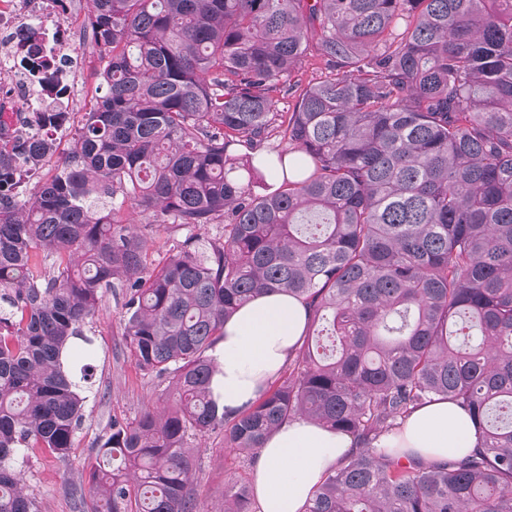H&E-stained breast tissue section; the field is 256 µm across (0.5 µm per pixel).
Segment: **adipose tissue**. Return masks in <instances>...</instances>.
<instances>
[{"instance_id": "adipose-tissue-1", "label": "adipose tissue", "mask_w": 512, "mask_h": 512, "mask_svg": "<svg viewBox=\"0 0 512 512\" xmlns=\"http://www.w3.org/2000/svg\"><path fill=\"white\" fill-rule=\"evenodd\" d=\"M307 322L305 305L280 291L255 297L227 319L210 351L211 395L218 406L237 410L259 399L287 365ZM477 442L472 419L454 402L437 398L381 445L433 463L463 456ZM354 446L351 435L307 417L285 421L264 441L254 467V495L263 512H305L318 483Z\"/></svg>"}]
</instances>
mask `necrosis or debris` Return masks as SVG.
Instances as JSON below:
<instances>
[{
    "instance_id": "1",
    "label": "necrosis or debris",
    "mask_w": 512,
    "mask_h": 512,
    "mask_svg": "<svg viewBox=\"0 0 512 512\" xmlns=\"http://www.w3.org/2000/svg\"><path fill=\"white\" fill-rule=\"evenodd\" d=\"M57 6V0H0V81L20 95L0 102V144L36 146L73 127L67 120L49 131L14 117L18 111H46L56 85L77 89L84 32L65 23Z\"/></svg>"
}]
</instances>
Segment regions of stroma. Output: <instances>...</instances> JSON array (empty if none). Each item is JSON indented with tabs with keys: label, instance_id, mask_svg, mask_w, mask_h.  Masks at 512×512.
Masks as SVG:
<instances>
[{
	"label": "stroma",
	"instance_id": "obj_1",
	"mask_svg": "<svg viewBox=\"0 0 512 512\" xmlns=\"http://www.w3.org/2000/svg\"><path fill=\"white\" fill-rule=\"evenodd\" d=\"M88 327L95 337L99 357L84 401V420L69 460L57 461L37 449L19 463L25 490L36 498L40 512H85L70 490L87 485L96 463L97 446L111 421H134L145 408L157 405L167 388L166 382L136 367L123 336L121 297L106 295ZM192 445L198 450L193 492L200 512H218L224 503L225 483L232 478L252 480L253 471L225 448L223 434L204 436L193 440Z\"/></svg>",
	"mask_w": 512,
	"mask_h": 512
}]
</instances>
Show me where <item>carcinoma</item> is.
I'll return each instance as SVG.
<instances>
[{
  "mask_svg": "<svg viewBox=\"0 0 512 512\" xmlns=\"http://www.w3.org/2000/svg\"><path fill=\"white\" fill-rule=\"evenodd\" d=\"M89 4L106 91L73 151L26 203L23 149L0 153V512H38L19 458L75 447L108 290L172 399L112 420L92 512H199L190 437L220 432L251 464L297 415L357 443L307 512H512V0ZM311 50L328 76L291 80ZM118 205L223 233L151 272L154 238ZM271 290L307 306L303 341L286 377L220 412L208 351ZM435 397L474 420L475 450L378 447ZM223 512H255L248 483L224 486Z\"/></svg>",
  "mask_w": 512,
  "mask_h": 512,
  "instance_id": "cac0c4a2",
  "label": "carcinoma"
}]
</instances>
